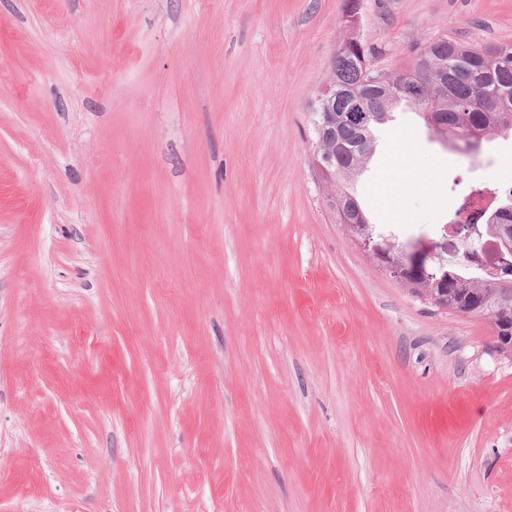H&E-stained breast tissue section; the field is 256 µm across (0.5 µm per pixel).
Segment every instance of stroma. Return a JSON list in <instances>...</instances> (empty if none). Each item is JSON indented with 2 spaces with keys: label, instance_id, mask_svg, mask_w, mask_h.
<instances>
[{
  "label": "stroma",
  "instance_id": "1",
  "mask_svg": "<svg viewBox=\"0 0 512 512\" xmlns=\"http://www.w3.org/2000/svg\"><path fill=\"white\" fill-rule=\"evenodd\" d=\"M343 3L0 0V512H512V356L313 166ZM443 34L512 43V0H363L377 70ZM511 183L512 136L402 105L353 188L427 250ZM336 198V215L339 221V224H343L340 222V215L337 209L338 204L342 205V209H349L353 215V223L343 224V226L347 229L349 233H351L354 237L359 238V243L363 244L365 247L371 246L372 254L374 255V259L377 265L390 274H396L397 278H400L402 275L401 267H396L388 263L386 259L381 257L378 252V246L373 243V235L375 231V242L380 244L381 246H386L389 239L382 234L381 232L376 230L375 224H371L364 214L361 206L359 205L356 197L350 191L349 183L346 182L345 187L340 190V192L329 194V200H334ZM366 227V228H365ZM371 227V228H370ZM365 228V229H364ZM374 228V231L373 229ZM362 231V233H361Z\"/></svg>",
  "mask_w": 512,
  "mask_h": 512
}]
</instances>
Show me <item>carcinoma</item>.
Returning a JSON list of instances; mask_svg holds the SVG:
<instances>
[{
	"label": "carcinoma",
	"instance_id": "obj_1",
	"mask_svg": "<svg viewBox=\"0 0 512 512\" xmlns=\"http://www.w3.org/2000/svg\"><path fill=\"white\" fill-rule=\"evenodd\" d=\"M448 60V81L452 93L437 100L438 121L429 128L454 148L468 155L479 153L483 141L496 135L512 133V43L474 45L455 39L431 42L415 51L412 69H417L425 55ZM373 49L341 44L332 61V77L339 89L356 88L375 102L376 93L362 83L363 73L372 68ZM389 112L379 108L371 113L367 124L349 117L344 98L336 97V177L351 179L375 150L376 132L388 121ZM336 203L352 212L353 222L345 228L358 238L371 226L356 197L345 186L336 194ZM495 216L480 209L467 213L459 209L456 223L469 240L489 237L503 224L512 225V189L499 204ZM435 277L444 278L448 285V310L488 320L499 351H505L498 337L511 335L501 330L492 311L506 307L512 310V254L500 264L496 274H471L459 263L434 264ZM399 283L418 297L432 287L418 272Z\"/></svg>",
	"mask_w": 512,
	"mask_h": 512
}]
</instances>
